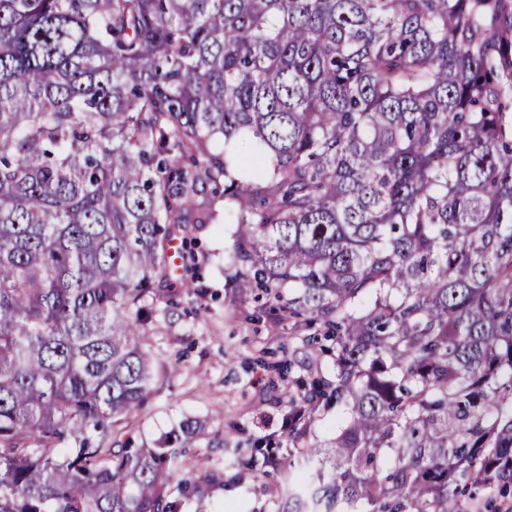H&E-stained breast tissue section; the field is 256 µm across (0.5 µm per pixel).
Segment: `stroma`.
Segmentation results:
<instances>
[{
  "mask_svg": "<svg viewBox=\"0 0 512 512\" xmlns=\"http://www.w3.org/2000/svg\"><path fill=\"white\" fill-rule=\"evenodd\" d=\"M195 235L204 256L198 291L180 295L170 320L158 324L155 371L165 386L135 418L134 445L159 447L172 428L198 421L199 431L184 440L180 466L188 471L206 460L212 480L203 498L183 500L181 512H281V469L300 465L304 451L283 431L289 394L272 365L287 362L297 342L286 320L253 318V304L225 288L223 225ZM264 436L278 468L259 480L244 468L225 469L226 459L247 460L251 438Z\"/></svg>",
  "mask_w": 512,
  "mask_h": 512,
  "instance_id": "35a3bbf8",
  "label": "stroma"
}]
</instances>
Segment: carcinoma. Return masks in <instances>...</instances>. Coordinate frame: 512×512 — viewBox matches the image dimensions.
Listing matches in <instances>:
<instances>
[{"label": "carcinoma", "mask_w": 512, "mask_h": 512, "mask_svg": "<svg viewBox=\"0 0 512 512\" xmlns=\"http://www.w3.org/2000/svg\"><path fill=\"white\" fill-rule=\"evenodd\" d=\"M220 217L307 332L282 512L512 484V0H0V512H180L130 425Z\"/></svg>", "instance_id": "obj_1"}]
</instances>
